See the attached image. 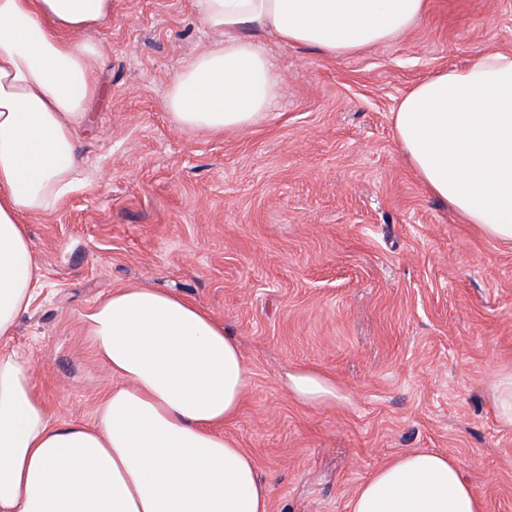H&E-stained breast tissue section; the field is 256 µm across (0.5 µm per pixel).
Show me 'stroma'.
<instances>
[{
  "label": "stroma",
  "instance_id": "35a3bbf8",
  "mask_svg": "<svg viewBox=\"0 0 512 512\" xmlns=\"http://www.w3.org/2000/svg\"><path fill=\"white\" fill-rule=\"evenodd\" d=\"M79 144L87 182L27 216L40 293L0 350L31 363L54 420L94 422L111 390L82 315L139 285L194 299L241 344L249 385L224 427L270 486V512H349L414 448L455 458L485 512H512V425L490 395L512 372V243L431 195L391 113L415 83L512 51V0H429L400 38L348 57L272 45L277 108L238 133L179 127L181 67L220 33L191 0H112ZM343 398L306 406L291 368Z\"/></svg>",
  "mask_w": 512,
  "mask_h": 512
}]
</instances>
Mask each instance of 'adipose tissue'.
Here are the masks:
<instances>
[{
    "mask_svg": "<svg viewBox=\"0 0 512 512\" xmlns=\"http://www.w3.org/2000/svg\"><path fill=\"white\" fill-rule=\"evenodd\" d=\"M223 41L172 81L164 107L180 126L234 132L264 119L283 83L265 38L351 56L397 39L428 0H192ZM112 0H0V339L40 293L27 215L79 181L78 144L103 62L85 32ZM403 156L436 198L490 238L512 242V52L412 86L392 112ZM116 380L95 424L55 421L31 364L0 353V512H269L270 488L224 426L249 369L238 341L185 296L117 288L82 317ZM288 394L336 401L332 378L296 368ZM350 512H484L456 459L414 449L378 468Z\"/></svg>",
    "mask_w": 512,
    "mask_h": 512,
    "instance_id": "1",
    "label": "adipose tissue"
}]
</instances>
